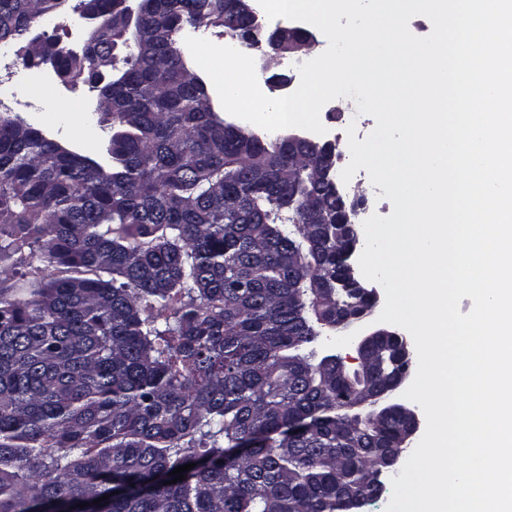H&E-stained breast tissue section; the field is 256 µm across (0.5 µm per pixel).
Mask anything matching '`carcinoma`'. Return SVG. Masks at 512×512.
Wrapping results in <instances>:
<instances>
[{
	"instance_id": "1",
	"label": "carcinoma",
	"mask_w": 512,
	"mask_h": 512,
	"mask_svg": "<svg viewBox=\"0 0 512 512\" xmlns=\"http://www.w3.org/2000/svg\"><path fill=\"white\" fill-rule=\"evenodd\" d=\"M68 2L0 0V48L28 64L51 53L87 86L90 60L59 53L53 34L31 44L30 27ZM121 2L72 5L95 16L94 50L116 71L98 90L111 164L0 112V512H342L378 499L404 423L338 400L365 376L315 359L338 311L312 285L346 267L336 238L288 207L310 201L336 223L348 205L336 173L313 179L302 141L224 131L186 66L176 33L197 23L241 39V0H146L131 29L112 23ZM298 155L305 171L281 184ZM300 420L313 428L288 435Z\"/></svg>"
}]
</instances>
